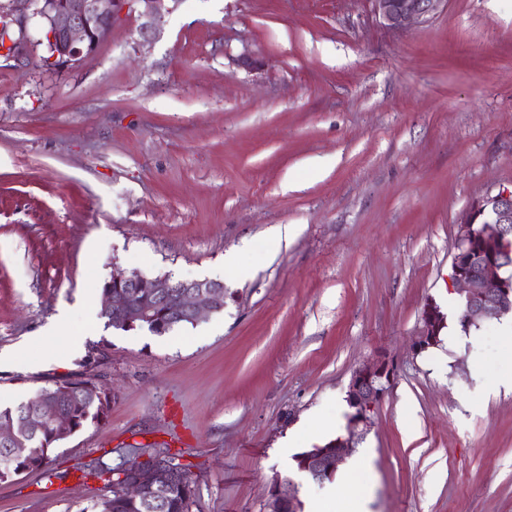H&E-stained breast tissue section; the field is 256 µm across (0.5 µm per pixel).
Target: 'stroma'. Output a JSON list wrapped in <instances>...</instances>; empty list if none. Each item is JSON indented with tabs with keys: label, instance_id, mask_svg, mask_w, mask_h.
<instances>
[{
	"label": "stroma",
	"instance_id": "obj_1",
	"mask_svg": "<svg viewBox=\"0 0 512 512\" xmlns=\"http://www.w3.org/2000/svg\"><path fill=\"white\" fill-rule=\"evenodd\" d=\"M139 24L75 69L40 46L0 58V403L81 373L112 391L53 450L55 479L0 483V512H89L107 483L76 464L163 447L190 512H266L277 481L307 496L280 441L313 414L347 436L351 375L382 352L394 379L351 451L370 512H512V393L481 388L512 337L492 320L448 344L461 217L512 189V0H446L403 30L371 0H181L153 40ZM116 269L222 281L224 309L162 336L105 327ZM430 301L447 327L417 354ZM63 309L79 351L40 340Z\"/></svg>",
	"mask_w": 512,
	"mask_h": 512
}]
</instances>
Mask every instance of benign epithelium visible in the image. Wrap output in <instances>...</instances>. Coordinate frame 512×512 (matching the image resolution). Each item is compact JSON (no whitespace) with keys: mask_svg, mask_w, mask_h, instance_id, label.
<instances>
[{"mask_svg":"<svg viewBox=\"0 0 512 512\" xmlns=\"http://www.w3.org/2000/svg\"><path fill=\"white\" fill-rule=\"evenodd\" d=\"M181 0H6L0 4V19L13 33L11 57L23 62L31 44L44 46L48 62L58 69L76 68L93 55L111 32L112 27L130 14H138L140 37L147 39L158 23ZM376 15L391 29H405L429 18L445 0H372ZM41 37L33 39L31 24ZM512 223V190H502L474 201L460 221L452 256L450 281L461 298L463 321L478 325L484 321L512 315V280L501 275L506 255L512 252V240L506 226ZM112 280L125 288H137L145 277L133 271L116 270ZM159 288H175L172 298H165L169 313L190 314L198 319L214 311V304L224 299V282L194 280L171 282L161 278ZM155 298L133 299L126 292L107 295L104 311L121 318H145L153 309ZM447 326V317L439 307L425 305L421 326L412 341L413 351L420 353L436 344ZM394 370L380 358L357 368L349 381L347 402L353 409L349 433L368 427L378 406L388 394ZM352 448L350 439L338 438L333 447L315 446L304 456V468L316 479L335 471ZM179 468L167 461H140L122 467L121 478H129L126 492L137 496L147 489H157L168 473ZM301 505L291 484H274L269 490L267 512H300Z\"/></svg>","mask_w":512,"mask_h":512,"instance_id":"benign-epithelium-1","label":"benign epithelium"}]
</instances>
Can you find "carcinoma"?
Segmentation results:
<instances>
[{
    "instance_id": "cac0c4a2",
    "label": "carcinoma",
    "mask_w": 512,
    "mask_h": 512,
    "mask_svg": "<svg viewBox=\"0 0 512 512\" xmlns=\"http://www.w3.org/2000/svg\"><path fill=\"white\" fill-rule=\"evenodd\" d=\"M187 324L193 325L195 321L185 314L174 317L166 307L161 306L155 309L153 319L144 326L156 335H164ZM39 396L40 410L66 413L71 417L72 426L61 432L46 420L40 428L30 430L25 426L31 411L29 403L0 408V426L11 425L18 433V441L8 445L0 443V482L14 480L29 470L42 468L46 477H54L53 471L48 469L53 448L83 428L88 421H104L112 406V392L97 388L93 379L83 376L58 379L40 389ZM195 493V484L185 471L162 489L148 491L137 498L128 496L119 481L111 485V495L94 504L93 512H190Z\"/></svg>"
}]
</instances>
